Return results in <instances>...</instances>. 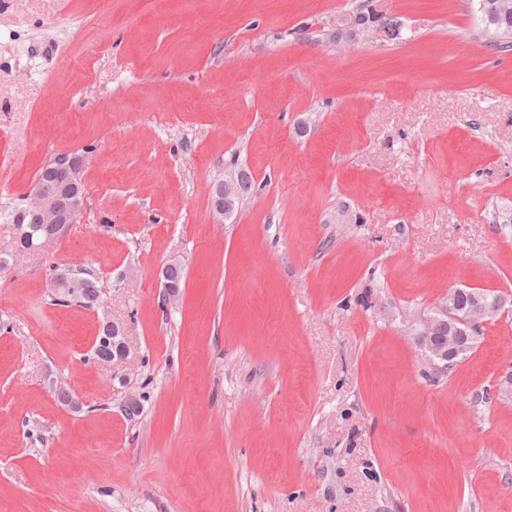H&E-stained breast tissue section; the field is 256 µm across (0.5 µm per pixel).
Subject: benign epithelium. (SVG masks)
Returning a JSON list of instances; mask_svg holds the SVG:
<instances>
[{
  "label": "benign epithelium",
  "instance_id": "obj_1",
  "mask_svg": "<svg viewBox=\"0 0 512 512\" xmlns=\"http://www.w3.org/2000/svg\"><path fill=\"white\" fill-rule=\"evenodd\" d=\"M224 204L217 207L220 214L227 215L239 208L244 196L239 191L238 181L231 178L217 188ZM27 210L42 220L53 223L57 220L54 191L42 189L32 194ZM503 299L493 298L484 289L452 288L440 314L421 319L415 330L417 343L424 351L430 366L448 369L458 359L472 350L483 325L502 307ZM125 328L112 325V335L100 337L93 345L95 360L112 361L109 347L124 342Z\"/></svg>",
  "mask_w": 512,
  "mask_h": 512
}]
</instances>
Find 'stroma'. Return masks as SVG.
Segmentation results:
<instances>
[{
  "mask_svg": "<svg viewBox=\"0 0 512 512\" xmlns=\"http://www.w3.org/2000/svg\"><path fill=\"white\" fill-rule=\"evenodd\" d=\"M359 2L0 5V209L57 153L86 187L41 254L0 223V512H512V51L476 0ZM59 262L105 308L53 304ZM466 287L509 304L433 369ZM217 192L222 197V201L224 200V206L223 203H221V205L217 207V211L219 214H224L225 216L233 212L235 209H238L244 199V196H242L239 191L238 178L236 180L234 178L225 180L224 184H221L217 188V191H215L214 197L212 199V205L214 209L216 208L219 201ZM502 303L501 296L492 298L484 289H449L440 314L421 319L414 333L429 365L447 370L457 363L475 347L483 325L501 309ZM112 329V336H105L110 333ZM98 336L100 337L99 341H97V338L93 344V351L92 356L94 357L95 354V360L96 361H112V354L115 356V359H117L118 351L114 347L117 343H124V337H125V328L123 325H111L108 323V320L106 317H103L101 321V325L99 328ZM97 343L99 345H97ZM109 346H112V354L110 352H106V349L109 348Z\"/></svg>",
  "mask_w": 512,
  "mask_h": 512,
  "instance_id": "stroma-1",
  "label": "stroma"
}]
</instances>
